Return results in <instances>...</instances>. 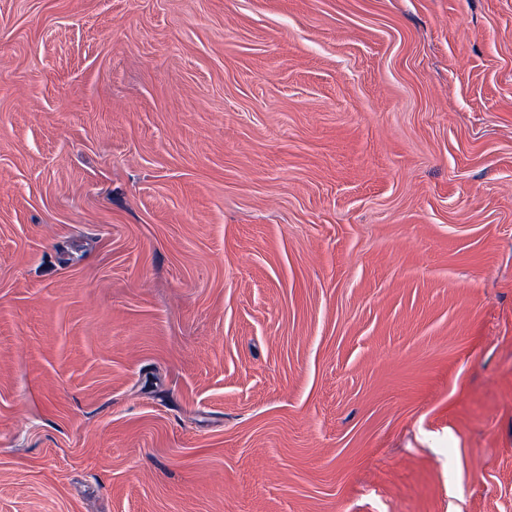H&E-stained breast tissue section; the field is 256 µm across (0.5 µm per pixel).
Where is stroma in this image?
<instances>
[{"instance_id":"stroma-1","label":"stroma","mask_w":512,"mask_h":512,"mask_svg":"<svg viewBox=\"0 0 512 512\" xmlns=\"http://www.w3.org/2000/svg\"><path fill=\"white\" fill-rule=\"evenodd\" d=\"M0 512H512V0H0Z\"/></svg>"}]
</instances>
